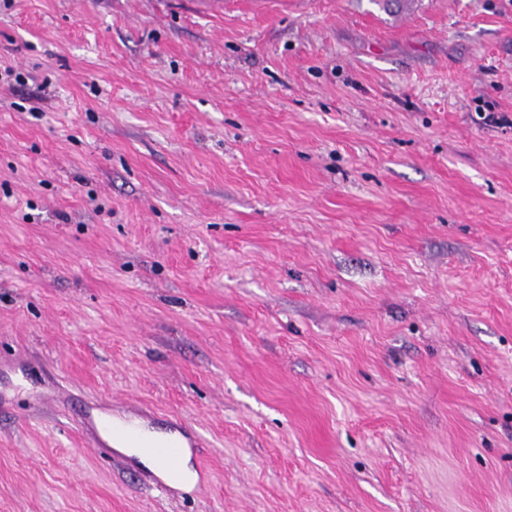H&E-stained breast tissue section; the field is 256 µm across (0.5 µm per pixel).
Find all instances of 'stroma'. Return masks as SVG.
<instances>
[{"mask_svg":"<svg viewBox=\"0 0 512 512\" xmlns=\"http://www.w3.org/2000/svg\"><path fill=\"white\" fill-rule=\"evenodd\" d=\"M0 512H512V0H0ZM138 414L120 417L119 420L112 419V415L88 417V423L99 435L108 433L112 439L127 441L137 444L142 448H150L166 468H173L175 461L187 448L199 447V441L195 434L189 437L187 426L183 419L177 418L170 426L171 436L166 441H158L146 434Z\"/></svg>","mask_w":512,"mask_h":512,"instance_id":"obj_1","label":"stroma"}]
</instances>
